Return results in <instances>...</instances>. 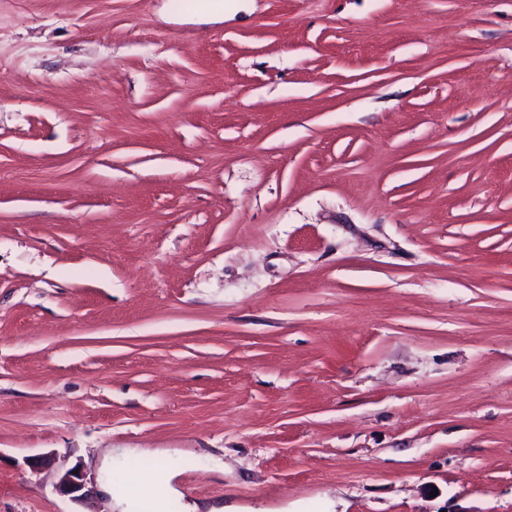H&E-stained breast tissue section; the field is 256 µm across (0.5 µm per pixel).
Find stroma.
<instances>
[{
	"instance_id": "1",
	"label": "stroma",
	"mask_w": 512,
	"mask_h": 512,
	"mask_svg": "<svg viewBox=\"0 0 512 512\" xmlns=\"http://www.w3.org/2000/svg\"><path fill=\"white\" fill-rule=\"evenodd\" d=\"M197 2L0 0V512H512V0ZM75 470H78V473H75ZM86 480L85 470L78 462L59 476L57 486L63 494L71 496L72 500L82 501L92 492ZM176 465L171 464L155 471L153 477L139 484L137 488L138 495L146 498H156L158 496L173 497L179 494L171 482L176 475Z\"/></svg>"
}]
</instances>
